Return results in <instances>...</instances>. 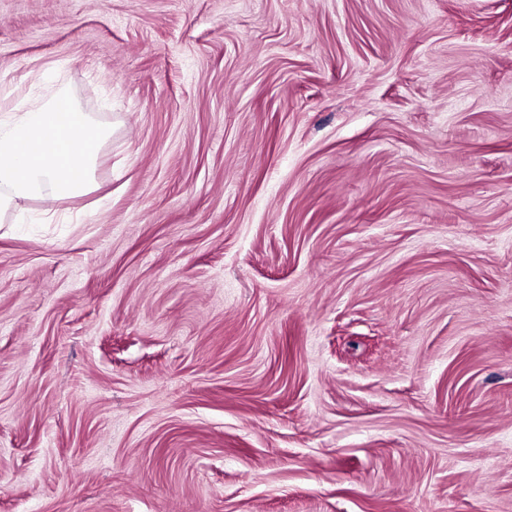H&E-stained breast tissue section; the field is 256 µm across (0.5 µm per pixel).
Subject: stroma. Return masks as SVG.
<instances>
[{
	"mask_svg": "<svg viewBox=\"0 0 512 512\" xmlns=\"http://www.w3.org/2000/svg\"><path fill=\"white\" fill-rule=\"evenodd\" d=\"M0 512H512V0H0ZM108 137L109 130L81 112L64 87L0 124V215L44 186L54 200L86 193Z\"/></svg>",
	"mask_w": 512,
	"mask_h": 512,
	"instance_id": "35a3bbf8",
	"label": "stroma"
}]
</instances>
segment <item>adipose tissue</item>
Listing matches in <instances>:
<instances>
[{
	"label": "adipose tissue",
	"mask_w": 512,
	"mask_h": 512,
	"mask_svg": "<svg viewBox=\"0 0 512 512\" xmlns=\"http://www.w3.org/2000/svg\"><path fill=\"white\" fill-rule=\"evenodd\" d=\"M108 136L62 88L0 124V213L45 186L57 200L86 193Z\"/></svg>",
	"instance_id": "adipose-tissue-1"
}]
</instances>
